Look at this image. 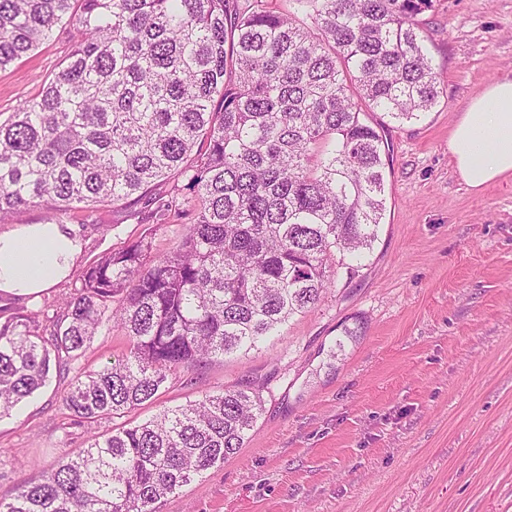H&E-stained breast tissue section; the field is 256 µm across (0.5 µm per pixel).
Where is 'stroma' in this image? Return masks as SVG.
Wrapping results in <instances>:
<instances>
[{"instance_id":"1","label":"stroma","mask_w":512,"mask_h":512,"mask_svg":"<svg viewBox=\"0 0 512 512\" xmlns=\"http://www.w3.org/2000/svg\"><path fill=\"white\" fill-rule=\"evenodd\" d=\"M438 73L424 117L387 121V211L353 279L295 317L267 348L211 363L199 386L169 377L150 418L196 399L262 384L263 413L244 448L170 498L163 512H512V180L474 191L455 171L448 133L469 101L512 77V0H432L419 16ZM66 35L0 71V112L35 97L68 53ZM53 217L83 240L78 270L17 311L60 304L80 270L144 227L109 206ZM127 352L101 331L84 358L0 420V496L59 453L87 445L61 396L73 376Z\"/></svg>"}]
</instances>
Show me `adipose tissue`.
Listing matches in <instances>:
<instances>
[{"label": "adipose tissue", "instance_id": "1", "mask_svg": "<svg viewBox=\"0 0 512 512\" xmlns=\"http://www.w3.org/2000/svg\"><path fill=\"white\" fill-rule=\"evenodd\" d=\"M457 174L470 189L512 177V78L472 98L448 139ZM83 252L70 224L48 221L0 230V295L36 296L64 281Z\"/></svg>", "mask_w": 512, "mask_h": 512}]
</instances>
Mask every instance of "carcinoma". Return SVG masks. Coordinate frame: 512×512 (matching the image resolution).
I'll use <instances>...</instances> for the list:
<instances>
[{"instance_id": "carcinoma-1", "label": "carcinoma", "mask_w": 512, "mask_h": 512, "mask_svg": "<svg viewBox=\"0 0 512 512\" xmlns=\"http://www.w3.org/2000/svg\"><path fill=\"white\" fill-rule=\"evenodd\" d=\"M0 0V70L70 28L39 93L0 120V223L43 202L123 206L153 229L89 265L61 310L0 321V419L104 328L129 354L74 377L82 453L0 497V512H163L245 446L260 387L205 392L133 423L168 377L259 349L347 278L386 212V125L429 112L439 77L417 16L432 0ZM49 325H44V322Z\"/></svg>"}]
</instances>
